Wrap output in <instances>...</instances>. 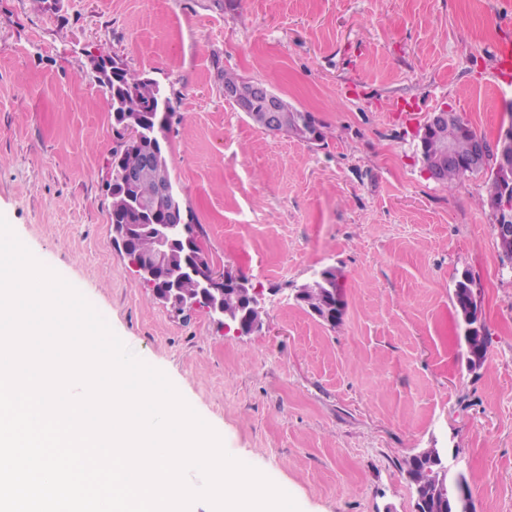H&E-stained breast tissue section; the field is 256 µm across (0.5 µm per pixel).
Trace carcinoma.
Instances as JSON below:
<instances>
[{"label":"carcinoma","mask_w":512,"mask_h":512,"mask_svg":"<svg viewBox=\"0 0 512 512\" xmlns=\"http://www.w3.org/2000/svg\"><path fill=\"white\" fill-rule=\"evenodd\" d=\"M107 97L112 110V125L119 136V144L112 150L110 162L111 223L120 225L121 230L128 233V246L123 249L128 263L154 252L156 237L149 230V225L165 223V217L173 209L188 216V232L192 240H198L200 226L196 224L193 213L183 208L157 130L160 125L169 129L174 111L172 93L157 80L121 67L112 77ZM283 105L282 131L291 132L309 142L322 137L312 113L300 111L286 101ZM458 122L456 115L448 113V121L433 129L430 140L421 149L426 171L437 174L438 182L448 187L471 173L468 168L445 163L441 157V148L448 143V128ZM129 124L137 126L140 131L136 143L125 140V127ZM145 154L153 156L154 166L141 169L136 183H126L123 174L130 169H140ZM162 181L169 188L165 198L157 197L158 184ZM209 264V256L203 251L190 255L180 246L173 247L166 258L163 272L165 282L173 285V289L169 292L156 291L154 297L179 312L198 307L227 321L235 320L246 312L252 322H263L265 310L252 297L251 291L215 289L190 272L192 267H206ZM336 288V270L324 268L312 283L301 288L296 301L324 322L333 311L330 295L331 290ZM471 294L472 279L466 277L456 281L453 304L462 321L467 317ZM404 465L414 491L415 508L420 512H455L451 469L439 449L424 448L406 457Z\"/></svg>","instance_id":"carcinoma-1"}]
</instances>
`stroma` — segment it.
I'll return each mask as SVG.
<instances>
[{
  "instance_id": "1",
  "label": "stroma",
  "mask_w": 512,
  "mask_h": 512,
  "mask_svg": "<svg viewBox=\"0 0 512 512\" xmlns=\"http://www.w3.org/2000/svg\"><path fill=\"white\" fill-rule=\"evenodd\" d=\"M504 43L512 0H0V214L300 512H414L402 466L423 448L455 457L475 512H512V265L489 173L444 186L420 145L442 109L492 141L512 127ZM97 55L173 90L172 176L213 266L262 296L261 331L177 313L128 267ZM225 70L314 113L322 140L257 127ZM326 267L333 326L295 299ZM467 273L489 338L473 372L452 301Z\"/></svg>"
}]
</instances>
